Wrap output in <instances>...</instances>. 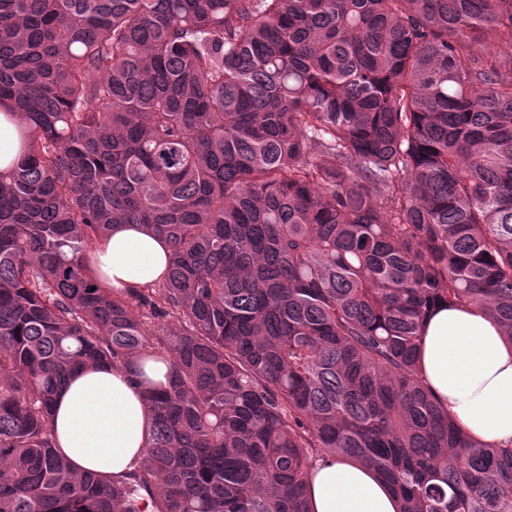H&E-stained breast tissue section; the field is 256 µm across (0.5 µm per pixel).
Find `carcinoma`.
Here are the masks:
<instances>
[{"label": "carcinoma", "mask_w": 512, "mask_h": 512, "mask_svg": "<svg viewBox=\"0 0 512 512\" xmlns=\"http://www.w3.org/2000/svg\"><path fill=\"white\" fill-rule=\"evenodd\" d=\"M2 107L0 512H310L331 455L400 512H512V446L418 373L438 302L512 337V0H0ZM114 224L162 284L100 286ZM148 361L144 462L74 470L65 379ZM24 149L21 122L17 116L0 113V169L6 168ZM166 241L139 224H114L107 239L91 253L100 281L117 293L161 281L168 268Z\"/></svg>", "instance_id": "1"}]
</instances>
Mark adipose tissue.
Here are the masks:
<instances>
[{
	"label": "adipose tissue",
	"instance_id": "obj_1",
	"mask_svg": "<svg viewBox=\"0 0 512 512\" xmlns=\"http://www.w3.org/2000/svg\"><path fill=\"white\" fill-rule=\"evenodd\" d=\"M166 241L139 224L113 225L90 256L100 281L125 293L164 278ZM424 385L481 443L512 444V339L480 309L432 308L419 350ZM58 451L79 471L115 479L145 458L151 420L129 368L100 364L65 381L54 401ZM311 512H399V498L369 467L328 456L307 484Z\"/></svg>",
	"mask_w": 512,
	"mask_h": 512
}]
</instances>
